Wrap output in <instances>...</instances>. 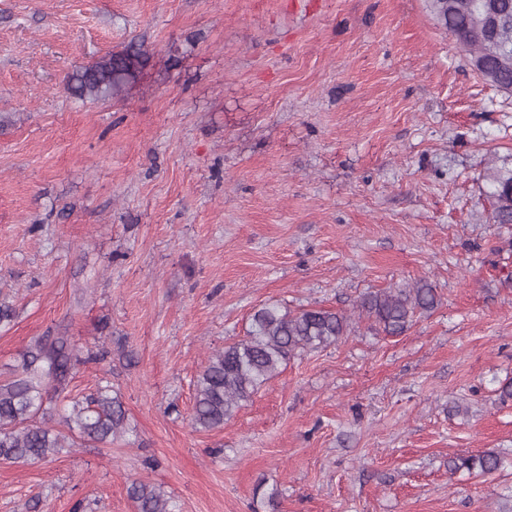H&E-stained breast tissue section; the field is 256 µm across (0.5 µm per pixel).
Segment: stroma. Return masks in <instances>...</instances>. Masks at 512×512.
Listing matches in <instances>:
<instances>
[{"label": "stroma", "instance_id": "35a3bbf8", "mask_svg": "<svg viewBox=\"0 0 512 512\" xmlns=\"http://www.w3.org/2000/svg\"><path fill=\"white\" fill-rule=\"evenodd\" d=\"M137 43L106 102L74 69ZM512 94L425 0H0V381L67 332L68 394L111 381L127 431L0 463V512H512ZM431 284L399 336L369 292ZM267 304L354 318L224 426L195 382ZM492 449L489 476L449 460ZM491 197L495 206L494 221L498 224H512V173L493 176ZM127 491L138 512H175L170 500L150 483L133 481Z\"/></svg>", "mask_w": 512, "mask_h": 512}]
</instances>
